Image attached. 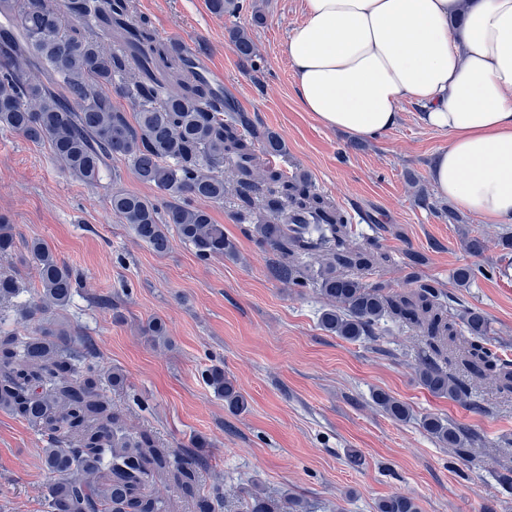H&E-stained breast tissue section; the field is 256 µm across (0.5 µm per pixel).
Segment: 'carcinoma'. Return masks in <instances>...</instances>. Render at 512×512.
<instances>
[{
    "label": "carcinoma",
    "mask_w": 512,
    "mask_h": 512,
    "mask_svg": "<svg viewBox=\"0 0 512 512\" xmlns=\"http://www.w3.org/2000/svg\"><path fill=\"white\" fill-rule=\"evenodd\" d=\"M128 13L129 0H0V129L48 144L54 161L90 186L100 183L112 160L126 161L139 181L155 185L164 198L114 189L112 211L154 251H167L174 233L202 261L235 253L224 225L200 205L224 202L222 171L230 160L250 232L282 256L272 269L275 278L319 288L327 301L320 316L324 330L354 342L376 335L383 323L413 325L423 337L416 378L429 393L481 408L470 383L445 367L452 362L512 392V359L492 345L481 309L460 304L423 278L419 256L408 257L409 293L390 294L366 283L362 272L381 257L375 242H349L343 216L307 189L306 173L259 172L254 142L274 155L285 148L280 137L235 111L224 93L196 74L190 56L156 41L147 20L130 23ZM95 28L113 30L123 45L104 50ZM229 41L242 63L253 62L257 46L247 32L233 28ZM33 69L42 79H32ZM107 86L129 102L132 112L114 105ZM14 247L12 225L0 223V256ZM463 247L481 257L487 244L475 234L465 236ZM29 252L40 289L22 316L32 319L46 309H64L77 277L46 243L33 241ZM480 272L476 265H463L454 279L465 287ZM23 292L12 274L0 272V302ZM145 333L155 345L169 343L160 319L151 320ZM91 361V346L77 352L62 324L39 326L24 336L0 328V410L47 439L46 512H172L149 486L171 471L176 484L193 493L197 459L190 454L172 458L150 434L126 433L103 388L105 382L120 385L123 375L115 369L104 372ZM202 377L230 412L246 410L223 367L213 365ZM373 399L396 422L412 418L410 406L387 392ZM421 424L461 456L481 441L479 434L437 415L424 416ZM196 507L197 512H220L224 501L215 488L198 497ZM245 508L287 512L302 506L286 495L274 498L253 490ZM376 509L419 512L414 498L399 493L379 500Z\"/></svg>",
    "instance_id": "obj_1"
}]
</instances>
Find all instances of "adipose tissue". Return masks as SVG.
I'll return each mask as SVG.
<instances>
[{
  "mask_svg": "<svg viewBox=\"0 0 512 512\" xmlns=\"http://www.w3.org/2000/svg\"><path fill=\"white\" fill-rule=\"evenodd\" d=\"M284 54L297 98L357 138L403 102L447 133L429 176L488 224L512 223V0H304Z\"/></svg>",
  "mask_w": 512,
  "mask_h": 512,
  "instance_id": "obj_1",
  "label": "adipose tissue"
}]
</instances>
